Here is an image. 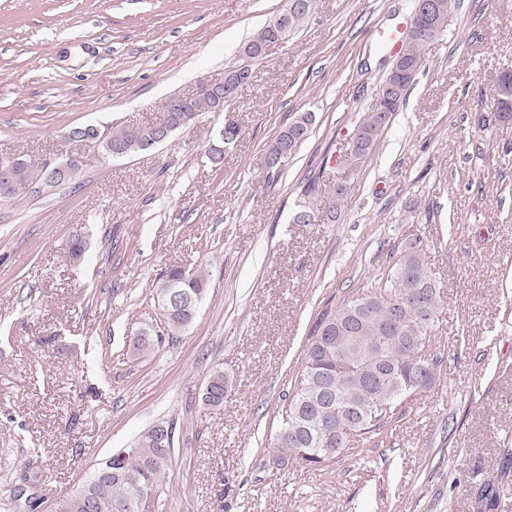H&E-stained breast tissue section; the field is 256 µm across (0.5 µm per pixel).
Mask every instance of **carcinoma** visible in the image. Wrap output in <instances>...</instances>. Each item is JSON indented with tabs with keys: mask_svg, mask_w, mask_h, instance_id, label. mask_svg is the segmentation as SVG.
<instances>
[{
	"mask_svg": "<svg viewBox=\"0 0 512 512\" xmlns=\"http://www.w3.org/2000/svg\"><path fill=\"white\" fill-rule=\"evenodd\" d=\"M414 15L432 29L431 38L441 35L448 24V12L458 9L460 0H437L438 6L424 11L427 0H411ZM316 0H307L305 8L288 2V33L299 31L311 17ZM269 40L262 28L241 47L250 60L262 57L261 44ZM428 41L409 39L401 44V61L391 77L395 94L368 108L357 128L352 130L350 152L344 166L356 171L366 160L396 112L405 102L409 88L424 64ZM496 118L512 120V73L498 76L493 89ZM216 103L206 95L196 96L185 116L193 122L202 112L215 111ZM314 116L299 115L267 144L265 179L272 183L279 177V160H287L296 147L307 139ZM110 143L124 155L146 153L152 145V130L145 125L117 126L109 131ZM57 185L49 171L27 168L20 176L11 200L25 197L32 187ZM305 199L297 204V213L317 212L319 188L310 181ZM397 259L387 270L368 281L362 290L345 297L326 311L315 324L304 349L302 370L291 380L282 407V423L273 438L269 459L279 470L297 463L306 468H322L350 448L336 440V428L351 424L358 436L380 446L391 436L388 432L401 401L418 387L426 391L439 375L443 359L433 348L431 330L437 317L440 285L425 258L420 238H408L397 247ZM210 275L173 266L167 269L157 288V295L171 291L173 313L162 314V329L156 334L142 329L132 340L135 351L147 350L153 339L178 336L194 322L198 307L209 291ZM207 381L214 390L203 395V404L220 410L230 381L220 368ZM166 436L155 427L143 432L127 450L112 459L119 474L99 477L102 462L93 465L82 485L59 498L55 512H159L164 494L166 471L172 465L175 423L163 421Z\"/></svg>",
	"mask_w": 512,
	"mask_h": 512,
	"instance_id": "obj_1",
	"label": "carcinoma"
}]
</instances>
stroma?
<instances>
[{
	"label": "stroma",
	"mask_w": 512,
	"mask_h": 512,
	"mask_svg": "<svg viewBox=\"0 0 512 512\" xmlns=\"http://www.w3.org/2000/svg\"><path fill=\"white\" fill-rule=\"evenodd\" d=\"M408 3L317 0L247 62L242 43L288 0H0V155L79 161L71 183L0 201V512H53L96 460L171 419L164 512H512V123L490 96L512 66V0H461L347 172L348 134L390 66L378 33L406 25ZM244 64L252 80L224 112L152 152L115 159L67 137L153 121ZM303 112L308 138L267 183V143ZM228 117L242 136L218 169L207 152ZM314 176L318 216L293 223ZM339 179L351 191L332 221ZM416 236L442 285L433 388L403 399L393 446L357 442L319 470L267 464L320 314ZM173 265L208 270V294L181 336L135 352L136 332L161 327ZM217 367L233 387L212 411Z\"/></svg>",
	"instance_id": "1"
}]
</instances>
